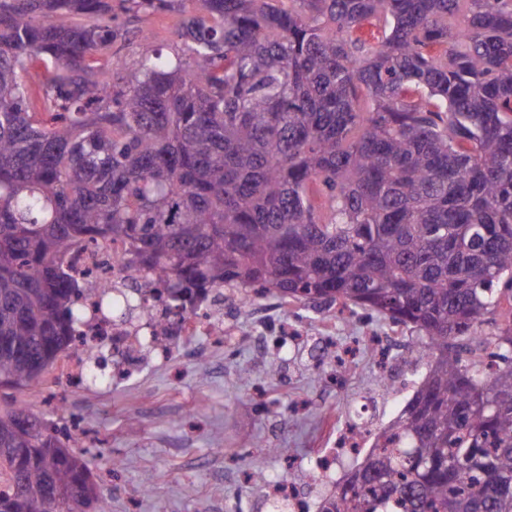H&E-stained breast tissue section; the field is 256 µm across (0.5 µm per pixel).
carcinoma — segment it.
<instances>
[{
  "instance_id": "cac0c4a2",
  "label": "carcinoma",
  "mask_w": 512,
  "mask_h": 512,
  "mask_svg": "<svg viewBox=\"0 0 512 512\" xmlns=\"http://www.w3.org/2000/svg\"><path fill=\"white\" fill-rule=\"evenodd\" d=\"M197 3L182 52L145 41L114 79L112 0H0V512L97 500L53 423L14 432L11 396L84 325L64 256L90 241L168 310L225 288L415 329L420 388L319 512H512V0Z\"/></svg>"
}]
</instances>
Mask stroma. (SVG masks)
Wrapping results in <instances>:
<instances>
[{
    "label": "stroma",
    "mask_w": 512,
    "mask_h": 512,
    "mask_svg": "<svg viewBox=\"0 0 512 512\" xmlns=\"http://www.w3.org/2000/svg\"><path fill=\"white\" fill-rule=\"evenodd\" d=\"M196 13L191 0H176L168 11L128 20L127 37L101 55V64L120 74L136 60L145 35L173 54L186 18ZM264 302L270 318L307 331L281 360L263 349L264 321L248 310L235 315V333L223 342L183 339L171 360L143 352L134 374L93 393L62 387L48 373L43 388L66 412L55 415L42 403L33 413L60 427L77 422L82 443L75 453L87 462L109 512H272L264 487L244 481L257 455L265 456L270 476L296 484L305 512H318L329 485L318 475V457L350 421L376 432L396 420L426 373L423 360L402 345L393 383L384 385L364 347L342 382L329 384L324 373L331 361L311 356L322 342L317 328L326 309L274 295ZM367 326L381 336L394 328L373 311L346 314L334 327L335 350L352 345ZM278 448L291 449L292 461L275 456ZM116 460L123 463L117 481L109 475Z\"/></svg>",
    "instance_id": "stroma-1"
}]
</instances>
